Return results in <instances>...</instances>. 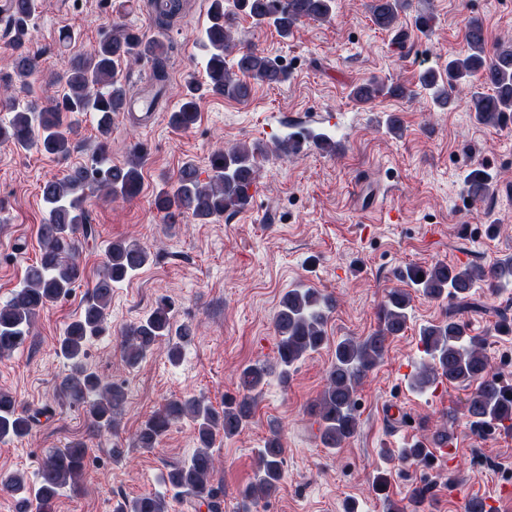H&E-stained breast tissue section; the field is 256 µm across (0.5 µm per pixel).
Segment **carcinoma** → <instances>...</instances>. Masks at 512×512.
<instances>
[{"label":"carcinoma","mask_w":512,"mask_h":512,"mask_svg":"<svg viewBox=\"0 0 512 512\" xmlns=\"http://www.w3.org/2000/svg\"><path fill=\"white\" fill-rule=\"evenodd\" d=\"M410 6L411 0H371L370 4L374 24L394 33L401 47L407 33L400 17ZM34 11V0H10L14 27L12 70L22 89L29 85L28 79L37 66V56L26 46ZM335 11L336 0H211L210 22L200 39L206 82L191 81L185 86L178 108L170 115V124L179 130L192 128L199 118V100L206 93L244 101L252 95L255 82L274 86L286 81L287 72L277 58L239 46L235 39L238 15L250 18L257 27H271L286 39L302 20H329ZM163 53L161 41L147 39L123 23H114L98 45L71 62L64 76V91L51 102L41 106L33 102L22 104L10 94L12 82H0V104L13 112L9 125H0V144L22 150L35 147L44 154L65 157L71 151L73 137L78 135L80 116L95 112L99 156L105 157L112 115L123 111L127 102V88L120 78L123 62L131 57L150 62L160 94L166 82ZM475 79L484 87L482 91H471L467 101L475 119L493 126L512 120V41L488 45L483 25L473 19L466 29V49L448 56L442 69L421 70L418 84L434 109L447 111L456 105L457 88L470 85ZM409 94L401 84L387 85L376 79L351 90V96L361 103H371L381 96ZM308 140V131H295L277 144L275 153L280 157L295 154ZM263 153L265 150L258 144L217 150L210 157L205 181L200 179L194 163H184L174 182L155 195V209L169 224H178L188 216L207 223L246 209L253 199L250 190L256 179L257 155ZM139 167L137 157L122 166L81 165L61 179H48L42 184L41 196L48 217L40 225L41 255L26 268L22 284L0 304V359L23 347L39 312L68 295L79 280L81 243L96 235L84 208L85 191L95 189L112 199L130 200L141 191ZM465 190L472 199L481 200L491 191V178L475 168L466 179ZM149 260L150 253L135 241L112 242L80 315L57 341L58 352L69 367L58 384L59 390L70 405L84 411L88 425L100 434L114 432L124 391L87 366V343L103 332L112 288ZM398 278L405 287L388 292L378 310L377 329L362 339L345 338L336 343L326 387L310 410L318 419L322 445L340 448L355 434L359 387L383 358L389 338L407 328L414 292L430 299L446 295L457 300L456 308L448 311L445 320L419 330L428 363L415 375V387L422 391L439 379L462 388L474 384L476 388L466 402L473 427L478 431L486 427L512 431V385L493 372L484 338L470 335L469 325L462 319L464 312L477 307L473 289L484 285L496 291L512 285V255L489 266H451L443 261L428 267L408 266L399 271ZM332 308L330 297L311 288L291 289L283 296L274 321L277 363L283 381H288L296 363L322 348L324 326ZM194 335L191 325L177 323L172 304L161 299L142 319L124 329L123 358L133 367L156 345L164 343L169 359L176 363ZM267 375L264 364L245 366L239 376L243 395L224 399L220 409L202 395L166 401L135 432V446L146 451L156 448L173 423L186 420L193 427L199 447L163 476L166 492L125 497L116 502L113 512H170L171 503L183 496L195 512L203 508L207 512H223V492L214 483L216 462L211 448L217 440L233 437L248 426L254 413L250 393L265 383ZM42 414L43 410L25 408L11 393L1 390L0 440L29 436ZM88 453L85 442L76 440L46 455L38 469V483L32 487L19 472L0 473V493L17 498L18 512H51L60 491L78 485ZM283 454L274 429L257 450L254 479L239 491L237 512H252L258 500L277 493L283 479Z\"/></svg>","instance_id":"carcinoma-1"}]
</instances>
